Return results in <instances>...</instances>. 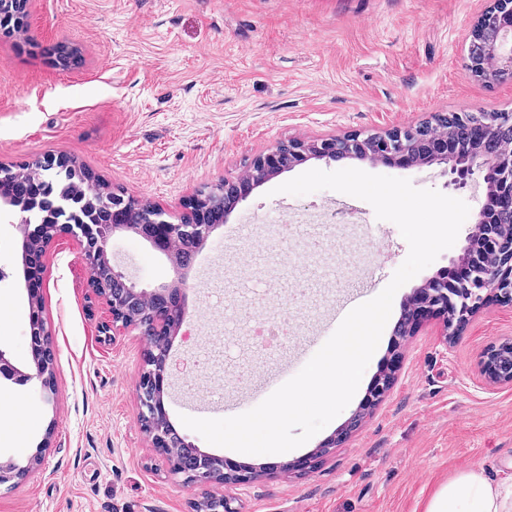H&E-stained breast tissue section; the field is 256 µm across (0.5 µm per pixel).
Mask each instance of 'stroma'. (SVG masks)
Masks as SVG:
<instances>
[{"label": "stroma", "mask_w": 512, "mask_h": 512, "mask_svg": "<svg viewBox=\"0 0 512 512\" xmlns=\"http://www.w3.org/2000/svg\"><path fill=\"white\" fill-rule=\"evenodd\" d=\"M489 0H34L24 33H0V165L19 170L69 156L107 183L178 217L198 189L242 174L291 139L380 133L452 112H511L512 79L470 75L473 22ZM65 43L81 59L58 64ZM357 168L464 200L455 245L396 292L390 317L348 406L304 445L239 455L208 443L181 415L244 413L294 377L334 332L328 310L353 287L374 298L404 262L398 227L351 211L352 196H303L279 185L311 170ZM482 180L459 188L446 165L310 159L254 189L192 258L186 322L171 348L166 406L203 451L269 472L217 489L172 478L138 424L145 341H104L107 309L92 293L79 243L56 236L39 287L54 352L52 397L38 382L0 388V449L29 474L0 486V512H192L223 491L232 512H424L459 471L512 476V386H487L485 352L512 338V306L477 312L452 341L442 323L395 334L416 288L460 267ZM22 237L0 215V348L31 360ZM112 261L140 287L174 277L134 236ZM260 282L258 295L241 282ZM391 373L366 407L375 378ZM360 424L327 448L352 418Z\"/></svg>", "instance_id": "1"}]
</instances>
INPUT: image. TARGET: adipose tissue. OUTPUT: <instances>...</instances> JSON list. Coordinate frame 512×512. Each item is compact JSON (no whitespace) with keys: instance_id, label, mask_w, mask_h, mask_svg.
<instances>
[{"instance_id":"adipose-tissue-1","label":"adipose tissue","mask_w":512,"mask_h":512,"mask_svg":"<svg viewBox=\"0 0 512 512\" xmlns=\"http://www.w3.org/2000/svg\"><path fill=\"white\" fill-rule=\"evenodd\" d=\"M425 512H512V482L494 484L481 469L465 470L442 485Z\"/></svg>"}]
</instances>
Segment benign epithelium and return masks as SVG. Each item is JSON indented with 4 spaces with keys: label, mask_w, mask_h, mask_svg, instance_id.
<instances>
[{
    "label": "benign epithelium",
    "mask_w": 512,
    "mask_h": 512,
    "mask_svg": "<svg viewBox=\"0 0 512 512\" xmlns=\"http://www.w3.org/2000/svg\"><path fill=\"white\" fill-rule=\"evenodd\" d=\"M32 0H0V30L17 31L27 24ZM480 46L483 62L471 70L477 78L512 79V0H491L488 8L474 22L469 47ZM458 117L475 119L479 133L494 136L499 127H512L511 112H465ZM418 131L425 132L423 146L427 147L428 162L439 161L448 167L452 182L465 186L475 173L482 175L486 195L493 208H482L475 220V232L469 235L462 257L463 270L454 278L435 277L419 288L414 304L404 310L403 317L414 332L425 318L443 320L446 335L454 336L473 315L494 300L500 305L512 306V224L501 223V218L512 219V150L498 152L490 147L463 149L448 140L438 125L392 128L381 135L361 136L351 133L343 137H329L308 142L290 141L274 151L254 159L252 166L233 180L221 184L224 190V211L247 197L285 167L309 158L339 159L344 152L342 144L360 150L368 143L376 152L366 157L388 164L408 166L418 163L406 138ZM72 200L59 196L54 208L62 214L63 222L54 225L55 234H67L76 239L82 249L88 273L89 286L106 305L110 318L100 326L104 338L111 339L117 332L137 330L146 344L143 372L138 382L140 402L139 423L152 446L161 453L172 447V424L165 406V394L173 377L170 347L185 321V298L193 287L188 270L191 258L180 256V243L194 241L204 246L216 225L205 211L198 208V200L188 201L187 212L175 222L167 212L151 205L150 223H136L137 200L123 193L112 194V201L100 203L93 199L81 202L77 211L71 210ZM18 229L23 235V262L28 275L40 278L45 263V249H28L32 239L44 237L45 225L29 223L25 215H17ZM133 233L151 247L160 251L171 262L175 277L170 284L149 291L139 287L127 275L110 266L112 283L121 287L109 290L103 287L99 276V255H109L112 239ZM482 372L490 386L512 385V338L501 342L487 352ZM0 373L13 377L25 385L33 380L45 385V375L38 355H32V364L25 370L16 366L6 351L0 349ZM196 468L192 473L182 471L173 459H168L169 473L193 483L245 484L255 475L251 466L232 463L220 456L195 449Z\"/></svg>",
    "instance_id": "obj_1"
}]
</instances>
